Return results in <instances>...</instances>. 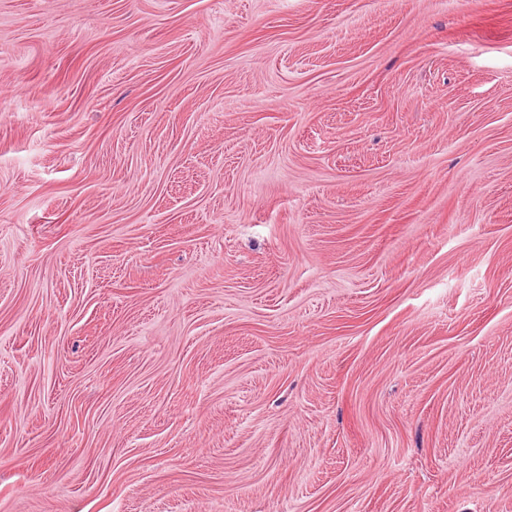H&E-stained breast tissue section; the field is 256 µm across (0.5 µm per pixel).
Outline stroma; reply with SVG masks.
<instances>
[{"label": "stroma", "instance_id": "obj_1", "mask_svg": "<svg viewBox=\"0 0 512 512\" xmlns=\"http://www.w3.org/2000/svg\"><path fill=\"white\" fill-rule=\"evenodd\" d=\"M0 512H512V0H0Z\"/></svg>", "mask_w": 512, "mask_h": 512}]
</instances>
